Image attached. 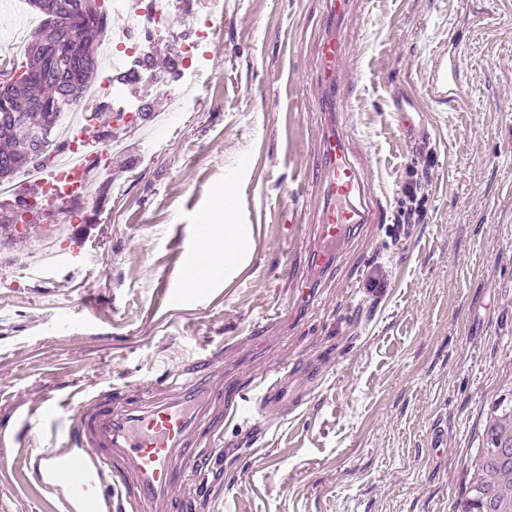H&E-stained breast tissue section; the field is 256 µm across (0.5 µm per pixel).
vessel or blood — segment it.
Masks as SVG:
<instances>
[{
	"label": "vessel or blood",
	"mask_w": 512,
	"mask_h": 512,
	"mask_svg": "<svg viewBox=\"0 0 512 512\" xmlns=\"http://www.w3.org/2000/svg\"><path fill=\"white\" fill-rule=\"evenodd\" d=\"M349 5L350 0H327L329 31L318 51L321 89L316 109L322 132L313 178L323 204L307 264L326 275L345 245L364 225L379 223L381 214L378 201L366 192L361 166L340 120L341 64L346 57L341 30ZM430 73L433 83L459 86V53L435 57ZM288 374V368H281L271 381L260 382L249 392L201 374L175 385L165 396H148L135 407L105 404L88 410L69 429L70 455L43 449L33 474L43 485L52 475L68 482V499L80 504L82 512H101L106 504L119 512H145L146 506L165 499L211 458V449L193 441L189 432L202 423L212 403H222L229 417L270 425L296 399Z\"/></svg>",
	"instance_id": "b4317fda"
}]
</instances>
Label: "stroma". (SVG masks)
Here are the masks:
<instances>
[{
  "label": "stroma",
  "instance_id": "stroma-1",
  "mask_svg": "<svg viewBox=\"0 0 512 512\" xmlns=\"http://www.w3.org/2000/svg\"><path fill=\"white\" fill-rule=\"evenodd\" d=\"M223 2L197 106L113 156L56 262L22 280L0 270V512H63L29 472L35 449L61 446V413L137 402L209 359L244 386L295 366L304 400L259 433L215 407L204 442L241 451L150 512H454L479 415L512 370V0H352L342 119L387 217L297 305L298 227L322 203L307 164L326 0ZM208 8L167 0L175 34L151 42L156 59L182 54ZM456 42L466 93L444 108L430 64ZM398 96L414 103L411 128ZM425 168L424 219L398 226ZM226 188L224 221L244 227L235 268L184 293ZM437 424L441 455L427 445Z\"/></svg>",
  "mask_w": 512,
  "mask_h": 512
}]
</instances>
